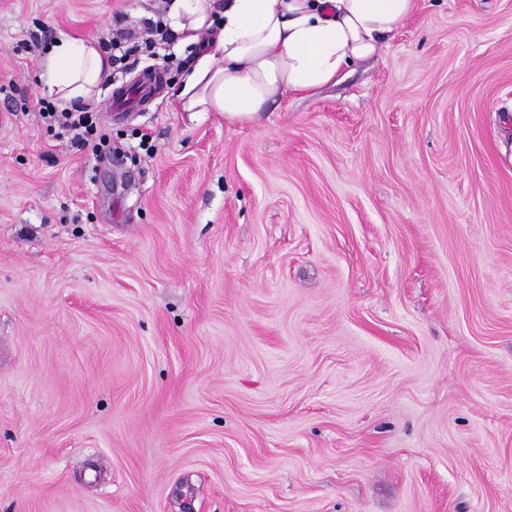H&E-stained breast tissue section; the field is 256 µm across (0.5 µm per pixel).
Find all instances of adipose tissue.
I'll return each mask as SVG.
<instances>
[{"mask_svg":"<svg viewBox=\"0 0 512 512\" xmlns=\"http://www.w3.org/2000/svg\"><path fill=\"white\" fill-rule=\"evenodd\" d=\"M416 0H166L165 21L198 46L178 93L185 112L253 121L286 94L309 96L376 54ZM111 62L98 43L60 34L42 60L59 108L96 100Z\"/></svg>","mask_w":512,"mask_h":512,"instance_id":"ef3b65f1","label":"adipose tissue"}]
</instances>
